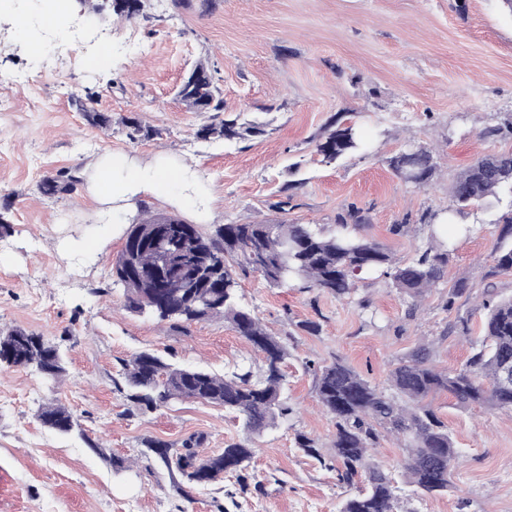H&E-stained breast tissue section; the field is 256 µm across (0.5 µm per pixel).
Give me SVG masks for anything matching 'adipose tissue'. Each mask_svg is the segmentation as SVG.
Returning <instances> with one entry per match:
<instances>
[{
    "label": "adipose tissue",
    "instance_id": "1",
    "mask_svg": "<svg viewBox=\"0 0 512 512\" xmlns=\"http://www.w3.org/2000/svg\"><path fill=\"white\" fill-rule=\"evenodd\" d=\"M86 192L111 210L116 224L124 223L140 202L149 199L188 209L199 223L211 218L205 205L208 188L197 170L164 152L146 161L125 153L99 157L90 168Z\"/></svg>",
    "mask_w": 512,
    "mask_h": 512
}]
</instances>
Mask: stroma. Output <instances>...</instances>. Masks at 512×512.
I'll return each instance as SVG.
<instances>
[{"mask_svg": "<svg viewBox=\"0 0 512 512\" xmlns=\"http://www.w3.org/2000/svg\"><path fill=\"white\" fill-rule=\"evenodd\" d=\"M50 0H0V332L44 334L66 356L60 381L31 369L0 370V512H340L364 486L339 483L334 471L297 444L313 438L327 454L336 432L318 401L306 362L342 360L388 389L398 360L432 345L440 370L462 368L479 336L449 332L461 298L447 311L461 278L477 289L512 295V274L484 281L498 245L497 208L468 210L448 225L452 245L444 278L419 301L389 279L355 277L338 299L294 283L270 286L241 274L240 294L288 350L282 366L290 412L256 441L245 480L228 475L207 487L171 478L148 458L145 441L172 447L203 436L201 454L242 438L240 421L222 407L193 400L157 410L133 406L118 389L121 360L152 349L171 360L231 373L259 367L256 352L223 320L173 327L128 312L112 278L127 225L99 228L97 203L78 183L43 194L41 183L66 171L78 180L94 158L122 151L146 160L166 150L195 165L209 189L217 224L286 221L333 229L348 206L367 218L362 232L393 259L414 257L429 235L420 218L448 208V187L474 160L512 151V14L500 0H147L143 14L66 13L58 32L79 37L58 54H28L16 19L38 23ZM110 45L104 63L96 57ZM215 71L224 114L264 126L244 140H202L208 113L187 111L176 91L190 67ZM94 95L109 127L89 123L74 105ZM349 113L369 143L335 165L318 161L313 137ZM148 136L130 139L127 120ZM503 132L485 136L486 128ZM433 151L438 173L421 190L405 184L387 160L408 143ZM407 222V232L392 227ZM315 321L318 334L303 331ZM68 408L81 435L45 428L40 409ZM429 404L452 435L459 459L448 491L423 495L407 484L404 451L385 437L370 463L395 478L403 512H512V414L461 409L448 393Z\"/></svg>", "mask_w": 512, "mask_h": 512, "instance_id": "35a3bbf8", "label": "stroma"}]
</instances>
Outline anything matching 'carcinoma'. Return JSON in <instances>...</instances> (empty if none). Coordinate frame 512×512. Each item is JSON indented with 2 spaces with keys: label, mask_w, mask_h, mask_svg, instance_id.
<instances>
[{
  "label": "carcinoma",
  "mask_w": 512,
  "mask_h": 512,
  "mask_svg": "<svg viewBox=\"0 0 512 512\" xmlns=\"http://www.w3.org/2000/svg\"><path fill=\"white\" fill-rule=\"evenodd\" d=\"M177 96L190 112L224 111L222 93L203 62L193 67ZM75 105L92 124H109V117L97 112L93 98H77ZM260 134L262 130L256 125L245 126L224 118L204 124L196 132L201 139L226 140ZM366 149L357 124L342 123L338 118L315 140V153L324 164ZM406 165L415 170L418 190L436 174L432 151L424 145H413L389 160L400 178L405 176ZM75 182L72 176L62 181L47 179L42 191L49 195L70 192ZM449 195L448 210L421 221L451 224L458 211L491 206L512 196V151L484 156L461 170ZM138 223L143 229L156 230L172 266L167 288L159 293L151 287L157 252L149 246L124 244L112 264V275L115 282H126V310L173 327L222 318L263 354V366L258 371L238 365L229 376L174 363L151 351L122 361L123 391L137 407L156 410L189 399L221 406L241 421L244 437L209 456L199 454L201 437L184 442L180 448L159 440L146 442L154 459L193 486L208 485L226 473L246 470L254 455L251 443L289 412L282 400V366L288 351L240 301L235 266L261 271L275 287L304 281L337 298L354 292L353 278L357 274L379 272L415 301L437 285L448 266V241L435 229L414 258L393 262L382 244L360 233L365 217L354 206L336 217L334 231L319 224L281 221L218 224L205 235L197 225L186 224L178 217L153 214L141 217ZM494 223L501 225L499 241L512 239V200ZM492 260L493 266L484 278L512 273V246L498 245ZM472 293L473 284L468 279L457 280L448 291L447 309ZM478 298L482 335L471 342V356L459 370L436 369L431 364V344L422 343L391 370L389 382L395 394L390 395L339 360L315 369L312 363L306 364V368L313 369L319 402L335 421L331 455L341 465L337 469L339 481L351 485L359 471L367 473L365 489L345 499L340 512H402L392 476L366 462L368 449L387 435L394 436L406 449L408 484L430 495L448 490V465L457 460L459 451L448 425L427 403L430 396L446 392L461 408L480 404L490 410H512V384L502 383L503 370L512 366V297L497 300L487 286ZM0 364L29 368L50 380L66 372L58 345L42 334L20 328L0 336ZM39 418L46 427L62 434L79 427L73 414L59 404L43 407Z\"/></svg>",
  "instance_id": "carcinoma-1"
}]
</instances>
